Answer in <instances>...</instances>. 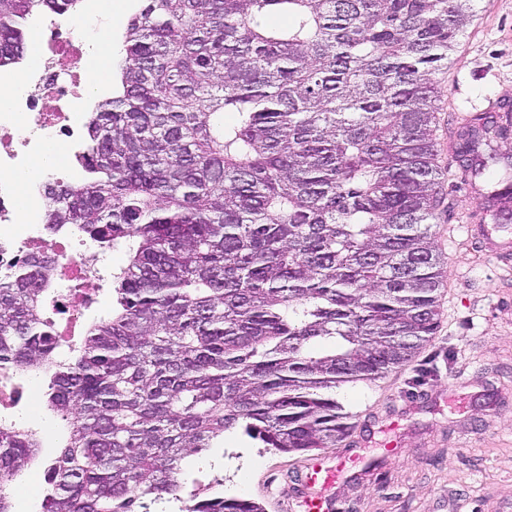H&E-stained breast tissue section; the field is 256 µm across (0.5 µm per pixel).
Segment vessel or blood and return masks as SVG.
Segmentation results:
<instances>
[{
	"instance_id": "1",
	"label": "vessel or blood",
	"mask_w": 512,
	"mask_h": 512,
	"mask_svg": "<svg viewBox=\"0 0 512 512\" xmlns=\"http://www.w3.org/2000/svg\"><path fill=\"white\" fill-rule=\"evenodd\" d=\"M361 460L360 454L349 450L335 463L322 454L312 456L295 476L299 493L292 504L294 512H335L332 490L347 465Z\"/></svg>"
}]
</instances>
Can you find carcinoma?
<instances>
[{
    "instance_id": "obj_1",
    "label": "carcinoma",
    "mask_w": 512,
    "mask_h": 512,
    "mask_svg": "<svg viewBox=\"0 0 512 512\" xmlns=\"http://www.w3.org/2000/svg\"><path fill=\"white\" fill-rule=\"evenodd\" d=\"M74 2L0 0V68L33 40L29 16ZM475 2L140 0L87 125L89 178L58 183L46 213L124 247L110 315L65 343L40 305L53 259L0 273V366L50 375L68 425L39 512H264L185 496L178 476L229 431L293 457L338 446L353 422L329 391L430 342L435 76ZM273 12L291 22L263 23ZM507 133L478 116L457 155L480 153L472 172L492 179ZM496 184L487 202L512 215V182ZM39 448L0 420V512Z\"/></svg>"
}]
</instances>
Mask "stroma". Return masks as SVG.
I'll return each instance as SVG.
<instances>
[{
    "label": "stroma",
    "instance_id": "stroma-1",
    "mask_svg": "<svg viewBox=\"0 0 512 512\" xmlns=\"http://www.w3.org/2000/svg\"><path fill=\"white\" fill-rule=\"evenodd\" d=\"M441 83L435 135L439 164L448 170L442 184L448 206L433 226L435 247L447 259L439 325L421 353L386 379L337 388L344 410L365 420L355 448L369 461L366 471L339 480L341 512H512V262L490 249L512 242V223L496 224L481 181L455 153L462 107L497 116L501 104H512V0H478ZM89 253L97 288L87 323L110 312L111 275L126 262L121 247ZM12 384L16 403L0 417L37 431L41 441L36 459L16 478L13 510L36 512V480L58 455L66 427L42 404L45 374L17 372ZM243 445L229 433L223 447L203 450L181 478L185 491H193L194 481L223 478L225 449ZM293 463L265 451L239 471L237 496L261 502L265 512H288Z\"/></svg>",
    "mask_w": 512,
    "mask_h": 512
}]
</instances>
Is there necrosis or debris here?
I'll return each mask as SVG.
<instances>
[{
	"label": "necrosis or debris",
	"mask_w": 512,
	"mask_h": 512,
	"mask_svg": "<svg viewBox=\"0 0 512 512\" xmlns=\"http://www.w3.org/2000/svg\"><path fill=\"white\" fill-rule=\"evenodd\" d=\"M80 21L74 15L51 20L34 16L32 27L38 61L21 74L20 84L0 83V95L9 94L10 111L0 112V268L28 255H52L54 277L76 282L70 306L78 310L91 300V269L84 253L69 250L45 222L50 192L59 173L44 170L21 183L18 173L31 169L47 142L64 144L73 166L88 152L86 124L96 112L84 74L101 53L88 38L74 39Z\"/></svg>",
	"instance_id": "obj_1"
}]
</instances>
